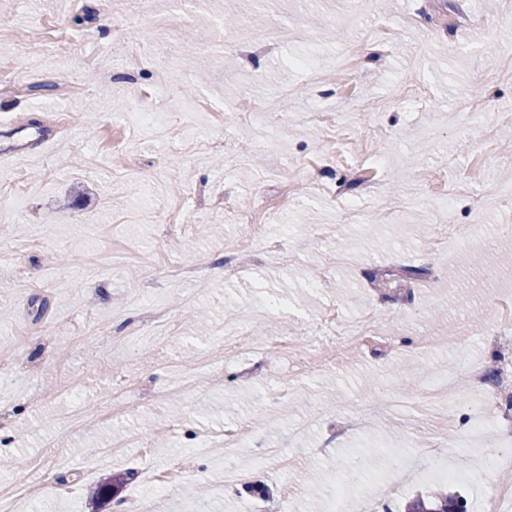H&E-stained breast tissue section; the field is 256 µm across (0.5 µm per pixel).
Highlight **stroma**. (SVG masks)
<instances>
[{
  "mask_svg": "<svg viewBox=\"0 0 512 512\" xmlns=\"http://www.w3.org/2000/svg\"><path fill=\"white\" fill-rule=\"evenodd\" d=\"M453 0H208L230 17L178 19L165 36L114 0H0V29L28 20L33 37L0 42V351L24 377L0 408V487L36 483L17 512H324L337 481L355 493L342 512H400L430 492L483 512L494 477L476 452H512V409L416 400L472 359L497 366L499 337L477 333L512 296V7L468 0L473 25L452 27ZM287 29L277 41L269 31ZM171 71L159 84L161 71ZM489 102L467 115L471 91ZM166 129L157 139L132 107L141 97ZM233 197L231 210L214 207ZM279 238L282 247L265 243ZM209 270L206 286L175 282L173 261ZM243 264L237 275L227 267ZM155 295L176 334L156 352L123 343L132 301ZM329 309L373 316L379 333L331 348L315 331ZM252 311L259 355L228 345L185 397L154 400L166 366L191 368L225 320ZM474 336L460 352L423 351L425 336ZM136 372L115 388L113 364ZM72 381L68 392L57 389ZM404 402L391 403L393 393ZM122 413L89 430L74 411ZM359 433L332 438L349 419ZM246 424L236 455L185 468L154 492L151 478L182 466L202 432ZM149 452L101 460L98 448L132 432ZM324 455L315 449L326 439ZM450 449L456 480L430 482L425 441ZM291 472L243 469L269 446ZM65 458V470L39 461ZM111 481L106 495L92 488ZM325 495L311 499V485Z\"/></svg>",
  "mask_w": 512,
  "mask_h": 512,
  "instance_id": "1",
  "label": "stroma"
}]
</instances>
